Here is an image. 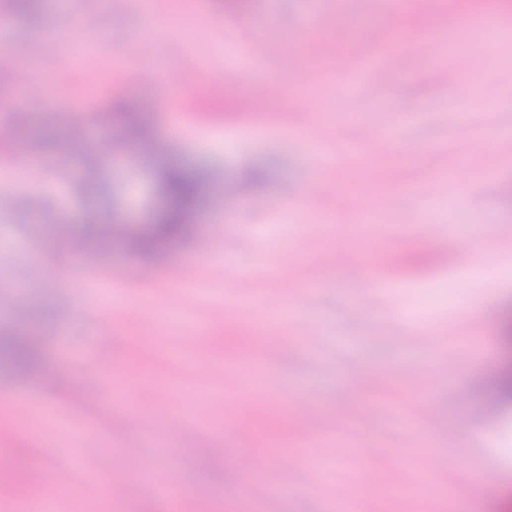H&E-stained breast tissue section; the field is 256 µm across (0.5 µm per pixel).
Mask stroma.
<instances>
[{
	"label": "stroma",
	"instance_id": "35a3bbf8",
	"mask_svg": "<svg viewBox=\"0 0 512 512\" xmlns=\"http://www.w3.org/2000/svg\"><path fill=\"white\" fill-rule=\"evenodd\" d=\"M195 26L172 30L169 20L186 0H156L162 22L145 32L142 0H37L34 14H13L10 38L0 43V168L32 166L41 182L11 187L15 206L0 210V325H27L39 336L43 365L28 380L0 368V400L22 399L26 409L0 413V512H19L33 497H51L55 512H98L101 488L82 470L124 471L127 496L112 512H175L141 478L176 470L193 512H336L342 487L354 471L358 512H391L395 491L432 512H512V411L495 413L477 393L512 357L499 328L512 306V42L481 45L474 36L461 49L481 51L482 73L456 68L445 41L457 14L440 0L435 22L405 9L375 7L374 0H248L245 13L224 0H200ZM96 22L91 59L68 58L58 33L83 34V18ZM373 42H353L362 28ZM271 36L276 51L249 65L243 48ZM400 42L391 63L386 50ZM304 54L308 63L292 59ZM377 55L380 66L364 92H345L334 63ZM221 65L222 92L197 87ZM37 76L28 93L14 79ZM70 82L45 93L42 82L59 72ZM180 77L166 88L163 72ZM260 83L280 87L278 97L255 100ZM339 87L335 117H327L307 86ZM128 102L143 119L158 152L207 170L210 192L223 194L240 164L262 168L256 181L236 183L237 211L203 206L195 235L162 257L140 260L112 244L77 258L35 221H61L81 232L88 221L150 223L162 204L152 158L133 149L99 160L101 192H88L78 151L120 137L124 113L113 128H66L36 162L26 143L46 132L51 115L77 105L99 108ZM180 113L171 126V113ZM485 153L462 157L459 141ZM366 143L363 160L327 167L319 152L339 153ZM392 170L382 194L363 197L360 170ZM459 173L460 181L448 176ZM439 245L473 241L495 266L488 281L440 261L422 231ZM295 243L288 270L279 253ZM359 267L362 276L350 275ZM387 289L370 301L357 297L371 282ZM307 304L292 316L300 289ZM207 338L193 361V334ZM271 352L251 365L259 343ZM96 346L95 358L81 353ZM458 364L449 367L448 354ZM414 381H407V373ZM105 375L127 388L126 405L147 411L129 428L111 397L89 403L82 388ZM253 396L257 404L240 427L224 422V395ZM314 403L317 418L304 423L289 413L269 417L263 402L276 395ZM182 412L172 428L171 411ZM370 411L374 425L359 434L356 417ZM269 424L274 444L298 449L293 464L260 460L254 474L237 461ZM317 432L319 444L307 437ZM332 460L328 478L307 482L309 459ZM75 467L69 489L53 481L29 487L26 472ZM490 470L493 480L474 481ZM279 488V496L263 486Z\"/></svg>",
	"mask_w": 512,
	"mask_h": 512
}]
</instances>
